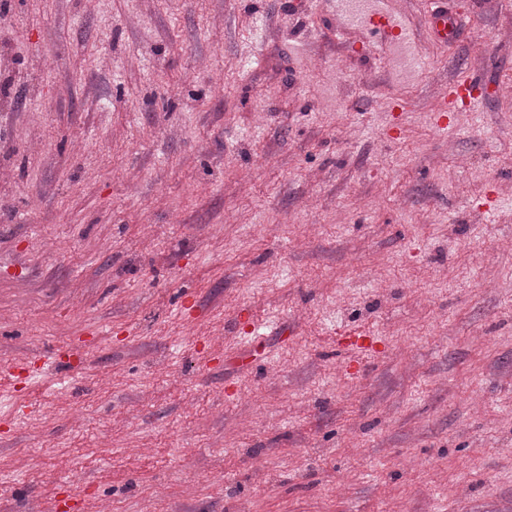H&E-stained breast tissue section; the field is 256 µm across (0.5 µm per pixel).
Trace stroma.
<instances>
[{
	"label": "stroma",
	"mask_w": 512,
	"mask_h": 512,
	"mask_svg": "<svg viewBox=\"0 0 512 512\" xmlns=\"http://www.w3.org/2000/svg\"><path fill=\"white\" fill-rule=\"evenodd\" d=\"M447 2L0 0V512H512V6ZM426 2L431 5L428 27L433 38L444 44L456 41L458 36L456 17L452 12H448V7L442 6L447 3L446 0H427ZM481 103L482 96L470 90L465 81H451L448 83V103L439 112H477Z\"/></svg>",
	"instance_id": "obj_1"
}]
</instances>
